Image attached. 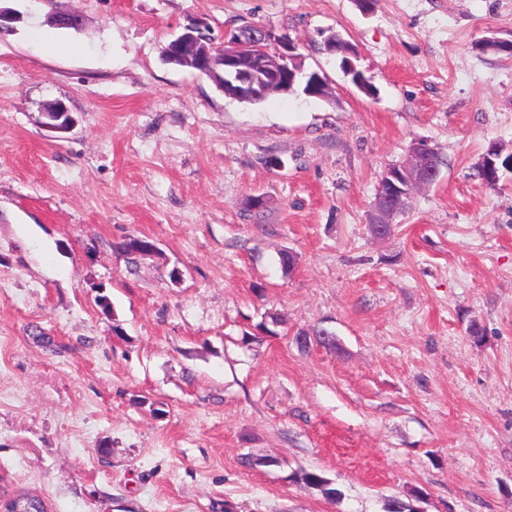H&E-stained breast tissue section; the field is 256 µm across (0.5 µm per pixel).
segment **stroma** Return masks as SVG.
Wrapping results in <instances>:
<instances>
[{"mask_svg": "<svg viewBox=\"0 0 512 512\" xmlns=\"http://www.w3.org/2000/svg\"><path fill=\"white\" fill-rule=\"evenodd\" d=\"M0 7V490L49 512H387L416 490L420 512H512V172L476 175L512 153V56L477 47L512 40V0ZM246 22L330 97L242 103L164 58L189 24ZM416 142L440 178L376 238ZM320 328L335 345L295 344Z\"/></svg>", "mask_w": 512, "mask_h": 512, "instance_id": "obj_1", "label": "stroma"}]
</instances>
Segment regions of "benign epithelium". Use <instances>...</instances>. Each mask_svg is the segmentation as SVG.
I'll return each instance as SVG.
<instances>
[{"instance_id":"1","label":"benign epithelium","mask_w":512,"mask_h":512,"mask_svg":"<svg viewBox=\"0 0 512 512\" xmlns=\"http://www.w3.org/2000/svg\"><path fill=\"white\" fill-rule=\"evenodd\" d=\"M297 47L285 38H277L267 28L244 24L224 32V41L215 44L196 33L194 25L172 39L164 49L168 61L195 65L209 71L218 81L224 95L239 100L265 97L270 92L286 93L298 84L302 69L296 65ZM303 93L309 97L326 98L328 83L316 73L307 76ZM50 125L66 128L72 121L69 112L57 106L47 112ZM501 149L492 146L482 157L481 166L489 176L499 174ZM440 173L437 157L422 143L415 144L409 159L389 167L378 186L372 211L377 225L374 236L383 238L392 231L391 217L399 213L404 198L413 190L434 184Z\"/></svg>"}]
</instances>
